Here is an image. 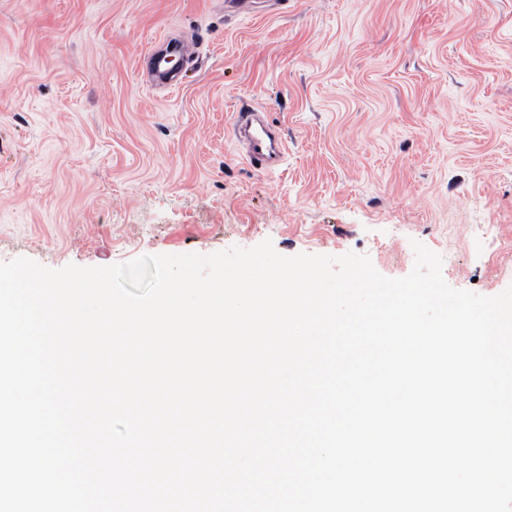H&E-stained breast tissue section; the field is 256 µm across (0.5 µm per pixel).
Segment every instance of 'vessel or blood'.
I'll return each instance as SVG.
<instances>
[{"label":"vessel or blood","mask_w":512,"mask_h":512,"mask_svg":"<svg viewBox=\"0 0 512 512\" xmlns=\"http://www.w3.org/2000/svg\"><path fill=\"white\" fill-rule=\"evenodd\" d=\"M180 43L167 39L164 50H148L145 54L151 62L155 78L164 83L168 90L179 87L178 75L167 65V55L177 53ZM234 134L244 150L246 161L256 170L272 173L285 163L288 153L286 142L278 130L269 126L258 112H238L234 123Z\"/></svg>","instance_id":"b4317fda"}]
</instances>
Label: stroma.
I'll return each instance as SVG.
<instances>
[{
    "mask_svg": "<svg viewBox=\"0 0 512 512\" xmlns=\"http://www.w3.org/2000/svg\"><path fill=\"white\" fill-rule=\"evenodd\" d=\"M169 36L189 45L172 93L139 61ZM244 106L282 130V172L242 158ZM267 239L390 278L418 241L451 287L504 292L489 257L512 264V0H0V261Z\"/></svg>",
    "mask_w": 512,
    "mask_h": 512,
    "instance_id": "35a3bbf8",
    "label": "stroma"
}]
</instances>
